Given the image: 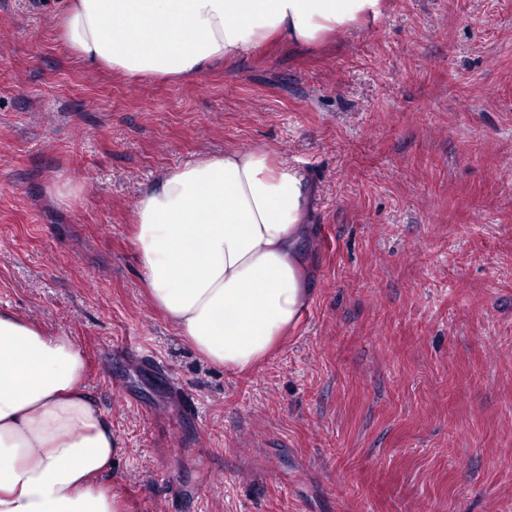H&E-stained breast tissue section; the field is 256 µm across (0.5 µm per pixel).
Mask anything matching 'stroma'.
<instances>
[{
	"label": "stroma",
	"instance_id": "35a3bbf8",
	"mask_svg": "<svg viewBox=\"0 0 512 512\" xmlns=\"http://www.w3.org/2000/svg\"><path fill=\"white\" fill-rule=\"evenodd\" d=\"M59 5L0 0V309L83 352L128 512H512V0H387L157 83L72 59ZM253 146L310 187L313 292L236 372L151 304L131 221L162 171Z\"/></svg>",
	"mask_w": 512,
	"mask_h": 512
}]
</instances>
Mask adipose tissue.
<instances>
[{
    "label": "adipose tissue",
    "instance_id": "obj_1",
    "mask_svg": "<svg viewBox=\"0 0 512 512\" xmlns=\"http://www.w3.org/2000/svg\"><path fill=\"white\" fill-rule=\"evenodd\" d=\"M384 0H65L56 39L124 79L198 77L263 43L313 47ZM303 178L273 151L202 154L161 173L133 214L149 298L204 360H267L307 308ZM66 335L0 311V512H127L108 480L112 423Z\"/></svg>",
    "mask_w": 512,
    "mask_h": 512
}]
</instances>
